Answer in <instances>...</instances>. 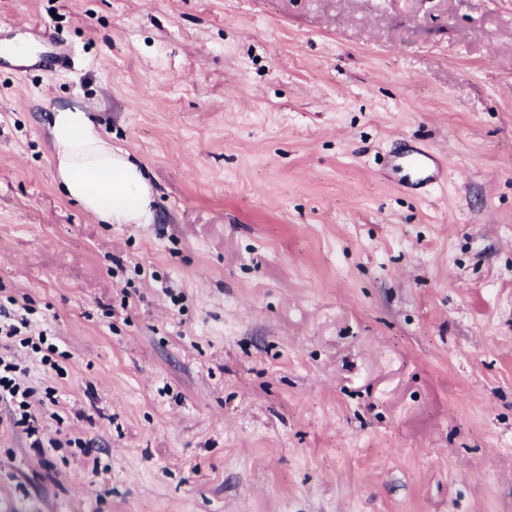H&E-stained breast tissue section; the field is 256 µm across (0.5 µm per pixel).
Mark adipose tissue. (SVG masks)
<instances>
[{
  "mask_svg": "<svg viewBox=\"0 0 512 512\" xmlns=\"http://www.w3.org/2000/svg\"><path fill=\"white\" fill-rule=\"evenodd\" d=\"M50 135L66 196L105 224L153 222V191L143 170L113 150L82 108L53 112Z\"/></svg>",
  "mask_w": 512,
  "mask_h": 512,
  "instance_id": "obj_1",
  "label": "adipose tissue"
}]
</instances>
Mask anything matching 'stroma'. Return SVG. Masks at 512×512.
<instances>
[{
    "label": "stroma",
    "mask_w": 512,
    "mask_h": 512,
    "mask_svg": "<svg viewBox=\"0 0 512 512\" xmlns=\"http://www.w3.org/2000/svg\"><path fill=\"white\" fill-rule=\"evenodd\" d=\"M4 43L0 310L56 352L0 339L46 439L0 404V512H512V0H0ZM72 105L153 223L62 192ZM397 158H401V161L394 163L392 171L399 185L416 187L435 179V161L431 154L420 149H408L405 153H399Z\"/></svg>",
    "instance_id": "obj_1"
}]
</instances>
